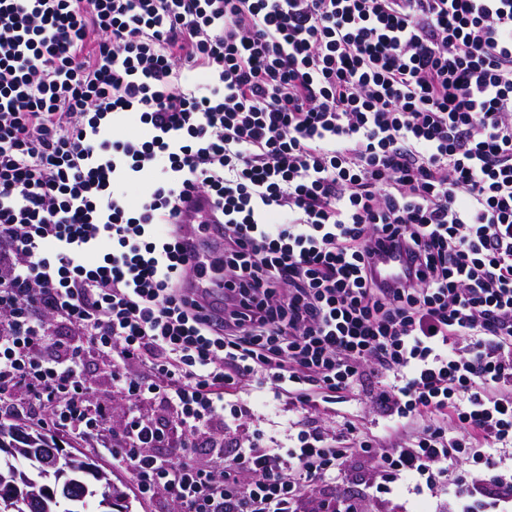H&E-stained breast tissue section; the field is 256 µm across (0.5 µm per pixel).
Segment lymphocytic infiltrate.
<instances>
[{
	"instance_id": "f902f5d3",
	"label": "lymphocytic infiltrate",
	"mask_w": 512,
	"mask_h": 512,
	"mask_svg": "<svg viewBox=\"0 0 512 512\" xmlns=\"http://www.w3.org/2000/svg\"><path fill=\"white\" fill-rule=\"evenodd\" d=\"M360 390L402 445L310 426ZM253 396L294 409L287 445L221 457ZM17 401L177 512H298L356 455L512 512V0H0ZM110 369L100 361L91 359L87 366V376L93 388L92 403L98 399L112 400V423L119 426L123 421L125 397L122 391L113 387Z\"/></svg>"
}]
</instances>
